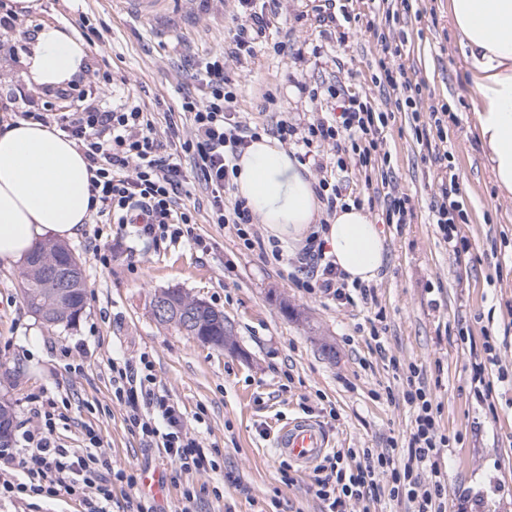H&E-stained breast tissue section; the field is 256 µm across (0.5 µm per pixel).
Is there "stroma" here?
I'll use <instances>...</instances> for the list:
<instances>
[{"label": "stroma", "mask_w": 512, "mask_h": 512, "mask_svg": "<svg viewBox=\"0 0 512 512\" xmlns=\"http://www.w3.org/2000/svg\"><path fill=\"white\" fill-rule=\"evenodd\" d=\"M37 4L14 26L0 27V122L24 111L28 100L51 103L56 112L75 109L55 92L26 86L21 61L43 23L71 28L84 15L93 33L89 66L77 83L89 100L130 93L154 110L158 132L173 121L188 133L177 111L180 94L197 88L195 69L224 49L241 14L236 0H183L167 24L128 13L115 0ZM345 4L357 21L342 44L334 28L317 21L314 0H269V48L248 62L225 64L243 121L270 125L281 111L304 117L310 107L294 95L296 82L334 74L367 92L377 107H393V97L375 83L377 45L365 29L372 0ZM414 7L393 36L403 44L408 76L422 87L423 106L444 104L453 114L443 134L465 211L457 232L469 250L453 253L430 222L444 169L425 158L408 112L396 113L382 138L391 155L390 185L411 197L413 221L386 222L387 187L360 177L349 184L385 237L387 263L372 283L376 306H337L297 288L285 266L246 250L234 233L211 222L198 184L190 188L199 208L194 238L152 240L134 224L98 229L86 223L67 242L86 283L75 326L39 320L21 295L23 265L0 264V397L14 404V435L31 425L28 398L51 393L65 405L56 430L62 444L84 447L90 426L101 439L99 455L112 467L165 470L157 448L128 431L112 395L111 360L135 363L145 354L160 389L186 414L205 410L198 430L205 446L222 453L220 474H184L169 483L159 512H320L306 492L307 474L296 473L289 486L279 482L272 434L289 419L306 417L321 424L337 448H402L413 410L386 394L401 392L398 372L413 364L440 406L441 429L461 437L449 452L450 512H512V194L496 186L473 127L468 65L448 0H416ZM276 42L285 44L284 53L273 51ZM310 43L322 45L321 58L305 54ZM107 71L114 78L109 85L102 79ZM15 88L23 89L25 101H11ZM269 93L276 105L266 101ZM168 288L222 311L234 347L207 345L159 324L151 302ZM378 308L384 330L376 342L364 326ZM488 333L496 345L491 363L483 349ZM227 472L239 476L240 486L225 484ZM187 483L195 487L189 502L182 497Z\"/></svg>", "instance_id": "1"}]
</instances>
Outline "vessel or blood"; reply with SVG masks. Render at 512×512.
Listing matches in <instances>:
<instances>
[{
    "instance_id": "b4317fda",
    "label": "vessel or blood",
    "mask_w": 512,
    "mask_h": 512,
    "mask_svg": "<svg viewBox=\"0 0 512 512\" xmlns=\"http://www.w3.org/2000/svg\"><path fill=\"white\" fill-rule=\"evenodd\" d=\"M124 8L149 19H160L173 13L174 0H121ZM274 446L280 456L310 468L323 458L330 439L324 428L316 421L307 418L288 420L278 430Z\"/></svg>"
}]
</instances>
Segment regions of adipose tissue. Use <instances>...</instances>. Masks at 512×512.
Listing matches in <instances>:
<instances>
[{"label": "adipose tissue", "mask_w": 512, "mask_h": 512, "mask_svg": "<svg viewBox=\"0 0 512 512\" xmlns=\"http://www.w3.org/2000/svg\"><path fill=\"white\" fill-rule=\"evenodd\" d=\"M448 11L467 53L474 127L494 181L512 193V0H449ZM89 63V47L52 23L35 30L23 58L28 85L66 87ZM235 194L260 217L268 237L296 254L312 232L348 282L374 281L386 261L384 236L364 209L337 210L317 231L322 211L304 163L276 138L264 135L242 151ZM90 174L84 153L55 128L36 121L0 123V262H26L52 236L69 240L91 214Z\"/></svg>", "instance_id": "1"}]
</instances>
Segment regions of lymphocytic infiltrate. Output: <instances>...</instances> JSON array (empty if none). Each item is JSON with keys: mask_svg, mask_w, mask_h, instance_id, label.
Returning <instances> with one entry per match:
<instances>
[{"mask_svg": "<svg viewBox=\"0 0 512 512\" xmlns=\"http://www.w3.org/2000/svg\"><path fill=\"white\" fill-rule=\"evenodd\" d=\"M259 0H238L246 16L229 37L226 53L216 54L204 63L195 78L202 85L200 94H183L180 109L187 116L190 133L168 147L160 139L155 118L139 101L123 108L103 105L76 112H43L29 107L25 120L55 126L83 150L91 174V210L100 224H129L145 217L144 235L180 240L192 233L197 222L195 205L188 202L191 180H198L211 193L213 223L233 230L245 249L262 247L253 231L255 217L244 199L236 197V161L242 150L259 139L261 126L239 121L237 95L231 78L224 71L225 57L243 61L254 57L268 44L269 27ZM411 10L410 0H378L366 28L377 40L375 66L383 88L395 95L394 109L380 110L368 96L349 91L340 80L315 85L298 84L299 94L317 113L303 124L280 115L272 132L280 141L297 150L299 160L321 164L325 147H333L330 173L321 178L315 192L326 214L362 200L348 190L351 177L377 174L382 160L380 133L395 112L421 109V87L413 83L401 61L400 46L385 34ZM191 157V170H184L182 157ZM447 185L430 208L431 222L441 240L454 252L465 251L455 229L463 218L457 199L454 173L445 176ZM294 282L308 293L340 304L361 299L375 301L366 286L350 290L332 259L327 258L319 233H312L297 258ZM113 395L124 410L128 430L155 444L163 461L186 474L215 470L212 454L204 448L193 422L201 414L187 416L177 401L160 392L154 365L148 356L138 364L112 361ZM403 398L415 410L407 447L401 459L375 448H339L325 459L311 476L308 493L323 506L322 512H351L353 504L377 499L378 478L389 475L390 498L404 502L408 512H445L448 499L443 450L458 442V435L443 433L437 420L426 382L417 368H410ZM35 426L22 433L20 448H0V499L66 497L78 501L85 512H109L112 487L123 484L138 488V468H111L98 456L100 438L87 430L84 452L65 448L55 438L57 422L63 419L54 397L34 396L29 400Z\"/></svg>", "mask_w": 512, "mask_h": 512, "instance_id": "lymphocytic-infiltrate-1", "label": "lymphocytic infiltrate"}]
</instances>
